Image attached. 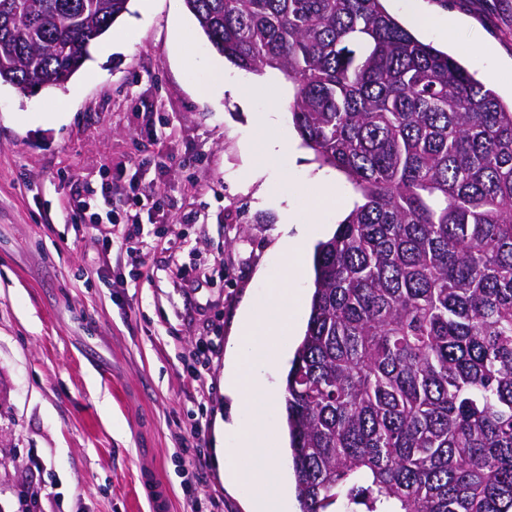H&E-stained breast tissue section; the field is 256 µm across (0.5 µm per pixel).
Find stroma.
<instances>
[{
    "mask_svg": "<svg viewBox=\"0 0 512 512\" xmlns=\"http://www.w3.org/2000/svg\"><path fill=\"white\" fill-rule=\"evenodd\" d=\"M426 2L465 22L419 40L511 100L512 0ZM218 57L184 0L146 11L130 0L64 88L0 83V512H150L148 472L170 512H213L214 499L245 512L217 466L215 428L230 415L224 355L241 303H263L289 273L278 201L303 215L335 195L322 214L333 230L361 196L304 146L280 72L225 65L246 112L212 91ZM271 110V126L249 117ZM271 136L302 165L268 158ZM86 185L111 195L120 220L133 197L161 200L132 240L146 275L74 221ZM204 340L214 354L196 383L188 353ZM195 446L200 478L185 461Z\"/></svg>",
    "mask_w": 512,
    "mask_h": 512,
    "instance_id": "1",
    "label": "stroma"
}]
</instances>
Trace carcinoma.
<instances>
[{
    "label": "carcinoma",
    "mask_w": 512,
    "mask_h": 512,
    "mask_svg": "<svg viewBox=\"0 0 512 512\" xmlns=\"http://www.w3.org/2000/svg\"><path fill=\"white\" fill-rule=\"evenodd\" d=\"M128 3L0 0V83L64 87ZM185 3L364 199L286 376L301 512H512V105L382 0Z\"/></svg>",
    "instance_id": "obj_1"
}]
</instances>
